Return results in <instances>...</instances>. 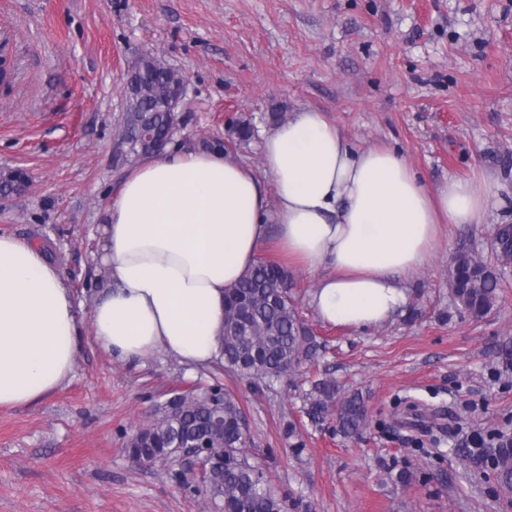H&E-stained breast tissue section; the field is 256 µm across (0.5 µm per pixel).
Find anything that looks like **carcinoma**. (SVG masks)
Wrapping results in <instances>:
<instances>
[{"label": "carcinoma", "instance_id": "carcinoma-1", "mask_svg": "<svg viewBox=\"0 0 512 512\" xmlns=\"http://www.w3.org/2000/svg\"><path fill=\"white\" fill-rule=\"evenodd\" d=\"M133 70L139 74L136 87L128 88L130 112L125 129L140 130L153 141L170 142L181 123L177 112H163L158 102L166 97L182 75L158 59H142ZM252 137L250 123L237 118L229 124L228 141L203 140V149L228 151L227 143H243ZM29 184L21 169L0 171V195L11 196ZM496 261L482 260L469 248L459 249L448 271V305L459 315L473 320L486 318L498 303L502 274L512 263V224H500L494 238ZM321 345L302 318L292 293L288 272L279 263L259 260L231 289L224 303V333L219 367L260 385L295 371L312 359ZM211 391L180 394L177 413L165 416L134 433L126 443L130 458L149 462L179 456L178 448L193 442L208 430L214 414L211 397L223 398L224 437L214 439L215 448L204 473L203 492L220 512H286V504L259 464L245 453L251 436L235 395L219 380ZM308 415H334L336 430L345 438L360 435L368 426L363 395L345 392L336 379L324 372L311 381L305 393ZM285 435L293 440L292 452L300 454L305 443L296 423L284 424ZM493 469L505 491H512V444L497 450Z\"/></svg>", "mask_w": 512, "mask_h": 512}]
</instances>
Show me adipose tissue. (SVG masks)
I'll use <instances>...</instances> for the list:
<instances>
[{
	"label": "adipose tissue",
	"instance_id": "obj_1",
	"mask_svg": "<svg viewBox=\"0 0 512 512\" xmlns=\"http://www.w3.org/2000/svg\"><path fill=\"white\" fill-rule=\"evenodd\" d=\"M262 167L170 145L118 180L91 311L98 345L139 365L158 352L196 369L220 356L224 299L277 239L328 268L310 294L325 322L378 327L408 301L444 224L482 223L487 181L430 188L394 149L356 146L302 108L266 136ZM83 336L72 292L39 247L0 234V406L28 405L73 372Z\"/></svg>",
	"mask_w": 512,
	"mask_h": 512
}]
</instances>
